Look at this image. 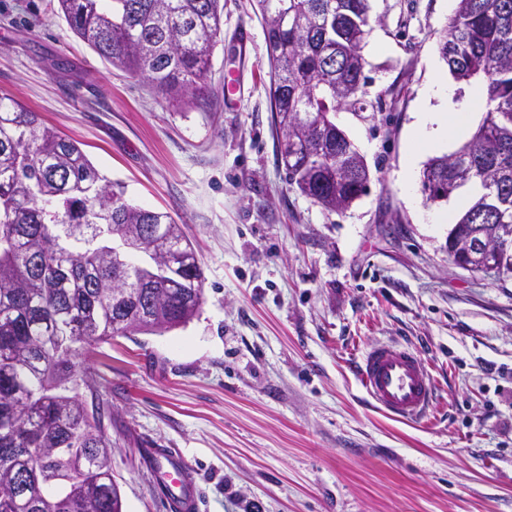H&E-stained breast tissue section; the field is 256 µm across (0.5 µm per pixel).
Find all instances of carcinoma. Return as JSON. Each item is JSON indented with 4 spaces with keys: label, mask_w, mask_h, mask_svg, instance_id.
<instances>
[{
    "label": "carcinoma",
    "mask_w": 512,
    "mask_h": 512,
    "mask_svg": "<svg viewBox=\"0 0 512 512\" xmlns=\"http://www.w3.org/2000/svg\"><path fill=\"white\" fill-rule=\"evenodd\" d=\"M72 32L114 67L179 103L210 97L205 77L220 0H56ZM269 97L280 137L299 139L288 183L325 209L368 188L335 112L362 109L360 43L369 0H257ZM453 79L480 88L484 116L468 152L423 192L472 184L482 193L452 225L512 226V0H458L438 35ZM203 272L167 212L128 203L124 186L40 114L0 95V512H124L112 439L77 349L114 336L186 325L202 303Z\"/></svg>",
    "instance_id": "cac0c4a2"
}]
</instances>
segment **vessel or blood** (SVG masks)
Masks as SVG:
<instances>
[{
  "instance_id": "b4317fda",
  "label": "vessel or blood",
  "mask_w": 512,
  "mask_h": 512,
  "mask_svg": "<svg viewBox=\"0 0 512 512\" xmlns=\"http://www.w3.org/2000/svg\"><path fill=\"white\" fill-rule=\"evenodd\" d=\"M353 371L371 403L395 419L417 422L434 405L435 381L421 356L407 345L371 344L357 357ZM146 459L169 512H201L194 470L182 453L153 448Z\"/></svg>"
}]
</instances>
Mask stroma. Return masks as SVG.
Wrapping results in <instances>:
<instances>
[{
  "mask_svg": "<svg viewBox=\"0 0 512 512\" xmlns=\"http://www.w3.org/2000/svg\"><path fill=\"white\" fill-rule=\"evenodd\" d=\"M211 106H174L105 63L53 0H0V94L80 142L129 202L169 212L203 270L186 327L116 336L76 363L110 411L126 512H167L143 451L192 464L202 512H512V276L453 265L461 193L405 189L415 115L448 68L450 0H371L367 111L336 122L367 192L331 212L289 186L256 0H222ZM420 351L438 400L394 420L352 371L370 343Z\"/></svg>",
  "mask_w": 512,
  "mask_h": 512,
  "instance_id": "35a3bbf8",
  "label": "stroma"
}]
</instances>
